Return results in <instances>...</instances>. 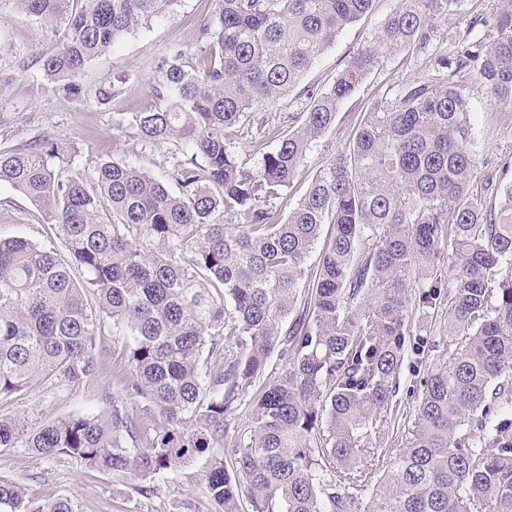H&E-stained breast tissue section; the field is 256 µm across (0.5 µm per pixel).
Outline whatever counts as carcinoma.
Segmentation results:
<instances>
[{
	"mask_svg": "<svg viewBox=\"0 0 512 512\" xmlns=\"http://www.w3.org/2000/svg\"><path fill=\"white\" fill-rule=\"evenodd\" d=\"M179 2L0 9L55 42L33 59L43 76L104 105L120 87L79 77ZM375 3L218 0L195 44L175 43L157 62L153 103L115 115L113 128L142 145L138 166L73 173L77 146L49 133L0 150V183L41 209L70 259L0 238V404L35 382L98 378L100 337L121 341L105 411L34 423L0 415V449L129 474L142 494L208 454L205 488L220 512H239L242 499L251 512H512V183L476 181L465 94L489 97L487 129L512 119V4L491 32L473 34L477 14L465 37L440 41L436 19L464 0H397L327 88L303 90L292 126L257 120L255 169L236 151L243 122L276 107ZM400 53L423 58L416 80L392 98L375 94L291 202L312 144ZM161 148L164 181L149 170ZM490 192L499 205L486 204ZM71 264L84 271L79 283ZM418 312L445 325L447 359L428 365L402 413L391 405L405 355L421 367L436 347L414 328ZM275 352L285 367L269 377ZM244 402L246 420L230 426ZM2 506L79 512L0 477Z\"/></svg>",
	"mask_w": 512,
	"mask_h": 512,
	"instance_id": "obj_1",
	"label": "carcinoma"
}]
</instances>
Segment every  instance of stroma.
<instances>
[{
	"label": "stroma",
	"mask_w": 512,
	"mask_h": 512,
	"mask_svg": "<svg viewBox=\"0 0 512 512\" xmlns=\"http://www.w3.org/2000/svg\"><path fill=\"white\" fill-rule=\"evenodd\" d=\"M396 0H378L375 10L343 30L303 78V86L321 88L341 70L365 38L380 29ZM201 0H182L176 13L160 18L118 42L110 52L95 59L81 81L86 85L113 82L120 76L129 81L121 94L107 105L98 106L68 99L61 86L32 69H24L36 51L48 52L52 41L37 37L32 24L20 13L0 12V39L12 47L0 57V149L23 146L34 135L48 129L64 142L76 141L79 155L74 171L90 170L108 160H122L135 165L142 147L138 141L113 129L116 112H136L150 103L149 87L154 67L175 42L191 41L196 23L201 19ZM419 59L399 54L373 73L347 101L336 116V128L313 145L289 194L292 199L307 189L323 162L341 149L338 132L376 89L397 86L415 77ZM469 110L473 120L471 150L478 175L494 174L497 180L512 182V122L498 127L494 136H486L484 120L490 101L482 91H471ZM0 235L21 236L55 250L59 257L67 251L53 225L27 198L7 183H0ZM112 334L102 336L97 352L102 374L93 381L64 388L33 385L16 395L0 412L47 422L59 417L99 411L111 394ZM206 457L161 475L155 480L152 495L142 496L137 478L87 471L63 459H35L24 449L0 452V477L24 483L30 496L43 500L66 497L78 503L81 512H217L206 495Z\"/></svg>",
	"instance_id": "35a3bbf8"
}]
</instances>
